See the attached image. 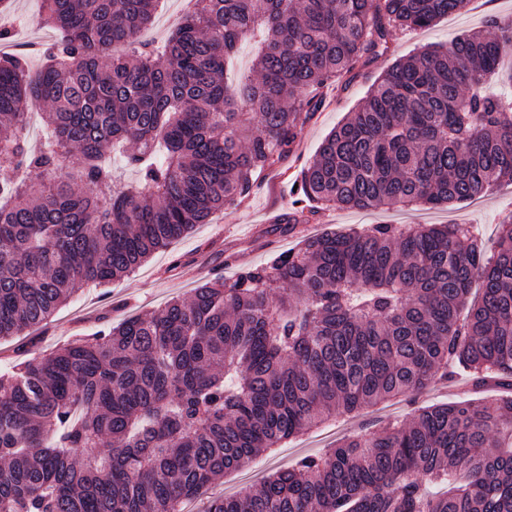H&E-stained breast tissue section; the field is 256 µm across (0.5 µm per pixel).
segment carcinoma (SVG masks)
Returning <instances> with one entry per match:
<instances>
[{
	"mask_svg": "<svg viewBox=\"0 0 512 512\" xmlns=\"http://www.w3.org/2000/svg\"><path fill=\"white\" fill-rule=\"evenodd\" d=\"M160 53V0H43L60 40L0 58V339L127 276L251 192L323 90L468 0H196ZM261 35L235 88L224 61ZM512 19L394 62L304 167L310 205H459L512 183ZM36 109L50 130L25 135ZM139 174L121 184L112 152ZM480 296L469 299L474 280ZM512 388V221L306 239L0 374V512H180L225 473L455 371ZM512 397L451 401L210 500L206 512H512Z\"/></svg>",
	"mask_w": 512,
	"mask_h": 512,
	"instance_id": "cac0c4a2",
	"label": "carcinoma"
}]
</instances>
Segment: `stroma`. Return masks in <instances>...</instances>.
Listing matches in <instances>:
<instances>
[{"instance_id": "stroma-1", "label": "stroma", "mask_w": 512, "mask_h": 512, "mask_svg": "<svg viewBox=\"0 0 512 512\" xmlns=\"http://www.w3.org/2000/svg\"><path fill=\"white\" fill-rule=\"evenodd\" d=\"M493 16H512V0H469L465 9L445 17L428 29L399 31L387 54L375 59L352 81L331 86L324 106L301 128L295 155L260 174L250 195L218 212L207 224L196 225L186 237L155 254L139 271L105 287L88 286L74 294L48 322L23 335L0 340V372L26 358L50 352L78 336H88L120 320L146 314L166 301L188 295L199 285L240 267L259 266L278 252L300 247L308 237L323 232H346L373 224H469L482 237L487 251H494L502 222L512 219V184L491 191L481 201L461 208L445 206L353 210L327 208L299 224L276 223L289 205L288 192L300 170L316 154L323 138L340 124L365 96L370 85L391 64L414 55L426 45H450L463 34L484 29ZM9 49L26 53L31 67H38L41 52L59 38L57 31L16 26L9 29ZM497 388L476 390L465 373L436 381L415 400L371 407L353 418L311 431L283 448L255 457L248 466L225 474L213 494H230L242 485H259L280 468L314 455L345 435L372 432L392 420L407 421L423 406L437 401L491 399Z\"/></svg>"}]
</instances>
